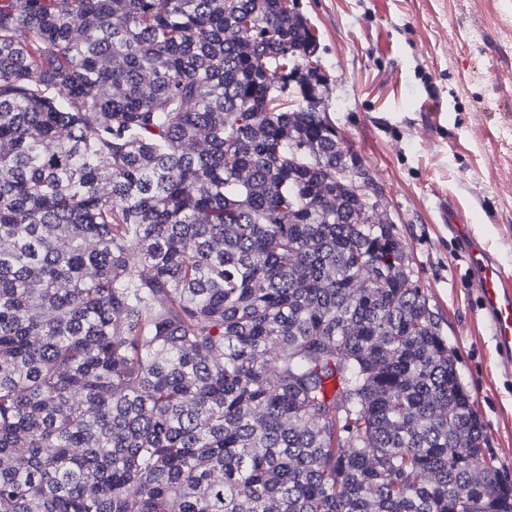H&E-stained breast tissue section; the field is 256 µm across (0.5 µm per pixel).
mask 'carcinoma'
<instances>
[{
	"label": "carcinoma",
	"mask_w": 512,
	"mask_h": 512,
	"mask_svg": "<svg viewBox=\"0 0 512 512\" xmlns=\"http://www.w3.org/2000/svg\"><path fill=\"white\" fill-rule=\"evenodd\" d=\"M291 0H0V512H512Z\"/></svg>",
	"instance_id": "obj_1"
}]
</instances>
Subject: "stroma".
I'll return each instance as SVG.
<instances>
[{
  "label": "stroma",
  "mask_w": 512,
  "mask_h": 512,
  "mask_svg": "<svg viewBox=\"0 0 512 512\" xmlns=\"http://www.w3.org/2000/svg\"><path fill=\"white\" fill-rule=\"evenodd\" d=\"M329 121L381 185L440 331L512 477V369L475 315L457 210L512 262V0H298Z\"/></svg>",
  "instance_id": "obj_1"
}]
</instances>
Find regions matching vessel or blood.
Masks as SVG:
<instances>
[{"instance_id":"vessel-or-blood-1","label":"vessel or blood","mask_w":512,"mask_h":512,"mask_svg":"<svg viewBox=\"0 0 512 512\" xmlns=\"http://www.w3.org/2000/svg\"><path fill=\"white\" fill-rule=\"evenodd\" d=\"M460 249L469 258L476 313L491 329L495 349L505 368H512V268L470 234L466 225L449 227Z\"/></svg>"}]
</instances>
